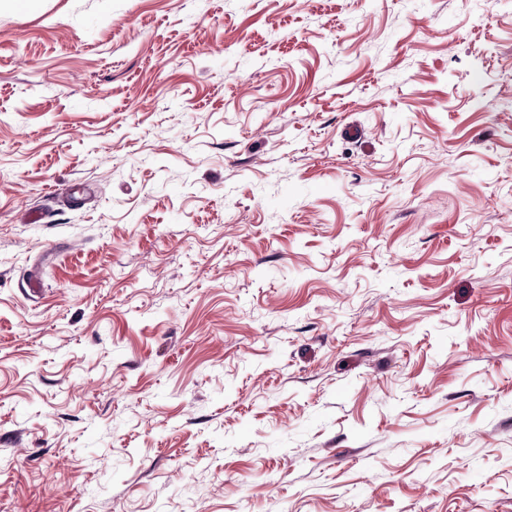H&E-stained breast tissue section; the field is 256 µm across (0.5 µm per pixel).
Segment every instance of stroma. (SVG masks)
Here are the masks:
<instances>
[{"mask_svg": "<svg viewBox=\"0 0 512 512\" xmlns=\"http://www.w3.org/2000/svg\"><path fill=\"white\" fill-rule=\"evenodd\" d=\"M0 512H512V0H0Z\"/></svg>", "mask_w": 512, "mask_h": 512, "instance_id": "obj_1", "label": "stroma"}]
</instances>
